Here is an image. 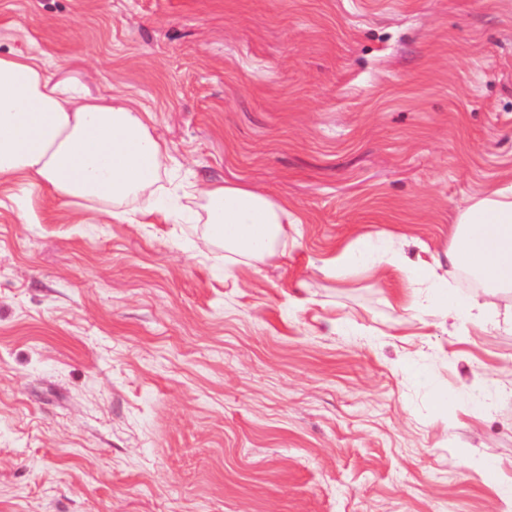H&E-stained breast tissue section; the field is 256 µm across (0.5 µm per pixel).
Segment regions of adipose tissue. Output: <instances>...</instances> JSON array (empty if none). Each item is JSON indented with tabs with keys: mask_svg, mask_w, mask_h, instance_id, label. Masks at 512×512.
<instances>
[{
	"mask_svg": "<svg viewBox=\"0 0 512 512\" xmlns=\"http://www.w3.org/2000/svg\"><path fill=\"white\" fill-rule=\"evenodd\" d=\"M151 112L121 100L92 99L54 82L36 56L0 54V184L16 180L46 191L73 216L93 208L119 223L161 213V175L170 156L154 136ZM184 196L205 201L204 222L224 246V264L270 256L291 223L287 201L245 184L182 185ZM401 270L405 285L395 295L405 311L434 314L456 327L485 322V304L450 288L459 271L484 288H512V177L485 191L460 211L445 259L404 264L390 233L359 238L325 263L337 277L362 268Z\"/></svg>",
	"mask_w": 512,
	"mask_h": 512,
	"instance_id": "1",
	"label": "adipose tissue"
}]
</instances>
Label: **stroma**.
Instances as JSON below:
<instances>
[{
	"mask_svg": "<svg viewBox=\"0 0 512 512\" xmlns=\"http://www.w3.org/2000/svg\"><path fill=\"white\" fill-rule=\"evenodd\" d=\"M12 51L151 112L166 188L246 183L297 221L228 273L183 221L202 200L77 224L0 185V512H505L512 332L317 264L382 230L444 254L512 172V0H0Z\"/></svg>",
	"mask_w": 512,
	"mask_h": 512,
	"instance_id": "obj_1",
	"label": "stroma"
}]
</instances>
